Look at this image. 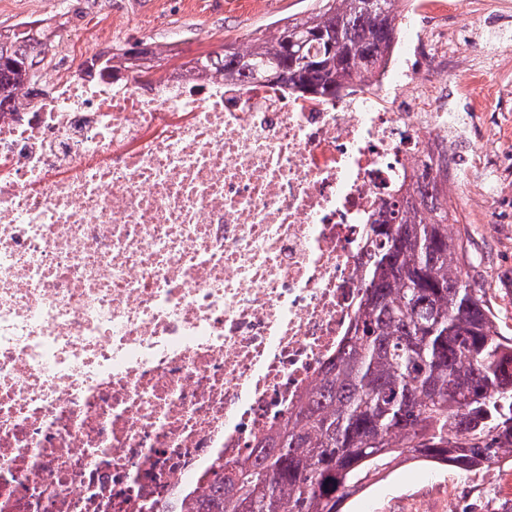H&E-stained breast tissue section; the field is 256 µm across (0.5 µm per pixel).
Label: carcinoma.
<instances>
[{"instance_id":"carcinoma-1","label":"carcinoma","mask_w":512,"mask_h":512,"mask_svg":"<svg viewBox=\"0 0 512 512\" xmlns=\"http://www.w3.org/2000/svg\"><path fill=\"white\" fill-rule=\"evenodd\" d=\"M400 2L319 0L271 35L252 34L244 52L226 43L184 67L226 82L263 74L332 100L387 65ZM53 42L45 26L0 30V113ZM112 58L137 77L162 60L148 46ZM389 197L384 219L367 223L362 294L336 357L255 454L224 465L195 512H341L402 458L465 474L512 458V338L471 284L462 233L448 234V194L402 182Z\"/></svg>"}]
</instances>
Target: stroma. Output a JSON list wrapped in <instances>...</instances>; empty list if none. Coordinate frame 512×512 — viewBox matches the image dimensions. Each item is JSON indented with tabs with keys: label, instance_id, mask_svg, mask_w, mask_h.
<instances>
[{
	"label": "stroma",
	"instance_id": "1",
	"mask_svg": "<svg viewBox=\"0 0 512 512\" xmlns=\"http://www.w3.org/2000/svg\"><path fill=\"white\" fill-rule=\"evenodd\" d=\"M201 2V7L173 9L159 18L155 12L160 0H94L89 7L83 0H0V28L13 26L21 15L51 13L57 20L79 18L92 27L98 15L105 14L120 24L126 43L143 41L158 47L163 57L185 62L227 43H246L252 32L272 28L291 15L303 16L318 5V0H250L249 5L234 8L222 0ZM499 2L468 0L472 22L454 30L453 36L462 47L473 49L476 61L512 79V16L501 11ZM188 27L195 28L198 40L178 41L177 32ZM452 212L471 237L470 279L485 289L501 335L512 337V210H500L493 217L479 206H456ZM489 263L496 268L490 281L483 276ZM422 471V466L408 461L395 466L387 478L392 491L379 498L376 512H414L425 501L437 510L446 505L454 512H512L510 463L499 461L467 476L443 466L434 484L417 481Z\"/></svg>",
	"mask_w": 512,
	"mask_h": 512
}]
</instances>
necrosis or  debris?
Wrapping results in <instances>:
<instances>
[{"label":"necrosis or debris","mask_w":512,"mask_h":512,"mask_svg":"<svg viewBox=\"0 0 512 512\" xmlns=\"http://www.w3.org/2000/svg\"><path fill=\"white\" fill-rule=\"evenodd\" d=\"M445 19L336 100L275 84L79 75L102 33L62 28L36 100L0 114V512H161L254 454L346 336L363 225L431 175L505 198L504 151L459 155L465 67ZM459 82L458 77H448V109L452 112H472L476 107H484L483 86L478 85L466 94H460L457 87Z\"/></svg>","instance_id":"obj_1"}]
</instances>
